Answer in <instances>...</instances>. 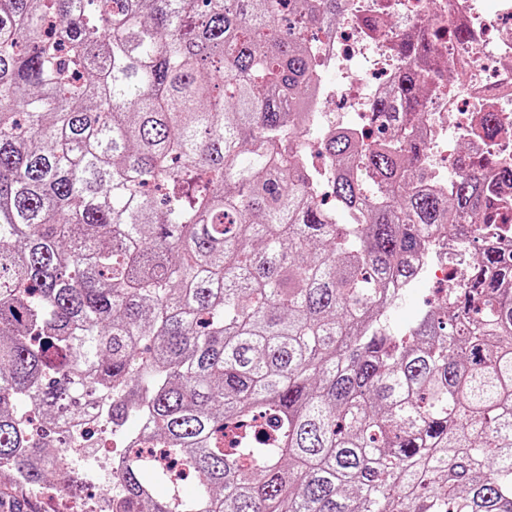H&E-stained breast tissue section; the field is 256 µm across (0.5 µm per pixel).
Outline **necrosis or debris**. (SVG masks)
Wrapping results in <instances>:
<instances>
[{"mask_svg":"<svg viewBox=\"0 0 512 512\" xmlns=\"http://www.w3.org/2000/svg\"><path fill=\"white\" fill-rule=\"evenodd\" d=\"M442 29L435 45V58L462 73L451 90L437 93L422 115L427 152L422 166L437 176L452 152L457 138L471 139L477 157L494 156V166L484 168L488 180L501 169L512 168V141L477 135L479 117L495 110L499 120L512 124V0H347L344 13L320 35L323 55L316 79L313 103L314 125L323 129L346 109L361 119L355 132L365 135L370 126L371 106L401 67L398 44L407 35L428 26ZM465 38L456 41L453 29ZM342 74L344 83L330 84L329 74ZM419 258L425 276L443 287L461 286L462 278L449 273L448 256L458 252L455 234L436 228Z\"/></svg>","mask_w":512,"mask_h":512,"instance_id":"necrosis-or-debris-1","label":"necrosis or debris"}]
</instances>
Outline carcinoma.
Instances as JSON below:
<instances>
[{
  "label": "carcinoma",
  "mask_w": 512,
  "mask_h": 512,
  "mask_svg": "<svg viewBox=\"0 0 512 512\" xmlns=\"http://www.w3.org/2000/svg\"><path fill=\"white\" fill-rule=\"evenodd\" d=\"M346 2L0 0V465L23 485L62 463L26 415L58 430L91 393L133 429L124 512H512V256L482 242L452 310L391 323L425 230L512 217L469 158L414 180L433 44L408 38L386 138L323 142V206L308 34Z\"/></svg>",
  "instance_id": "obj_1"
}]
</instances>
